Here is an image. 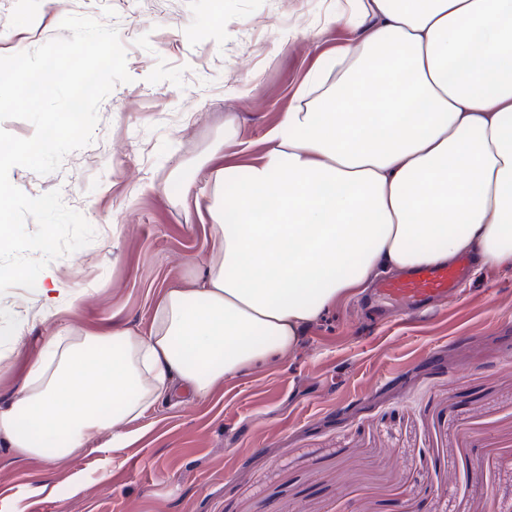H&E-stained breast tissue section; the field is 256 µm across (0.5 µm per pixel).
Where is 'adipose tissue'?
I'll return each mask as SVG.
<instances>
[{"mask_svg":"<svg viewBox=\"0 0 512 512\" xmlns=\"http://www.w3.org/2000/svg\"><path fill=\"white\" fill-rule=\"evenodd\" d=\"M336 19L352 39L310 72L265 153L210 155L205 270L164 292L147 333L44 337L0 405L15 455L54 464L107 430L127 447L158 403L295 350L376 269L464 250L512 267V0H347Z\"/></svg>","mask_w":512,"mask_h":512,"instance_id":"obj_1","label":"adipose tissue"}]
</instances>
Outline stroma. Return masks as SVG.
<instances>
[{"instance_id": "1", "label": "stroma", "mask_w": 512, "mask_h": 512, "mask_svg": "<svg viewBox=\"0 0 512 512\" xmlns=\"http://www.w3.org/2000/svg\"><path fill=\"white\" fill-rule=\"evenodd\" d=\"M334 0H0V55L60 36L69 15L117 27L131 82L99 107L88 146L39 175L95 231L48 273L86 289L43 323L37 291L0 294V402L14 399L43 336L147 332L163 291L203 268L215 149L239 164L294 106L319 55L349 39ZM233 113L246 152L224 145ZM121 224L113 233V224ZM128 447L104 433L68 460L0 444V512H512V269L474 266L451 297L413 316L371 289L309 325L295 351L226 380L203 401L160 404Z\"/></svg>"}]
</instances>
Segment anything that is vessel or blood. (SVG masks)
I'll list each match as a JSON object with an SVG mask.
<instances>
[{
    "label": "vessel or blood",
    "mask_w": 512,
    "mask_h": 512,
    "mask_svg": "<svg viewBox=\"0 0 512 512\" xmlns=\"http://www.w3.org/2000/svg\"><path fill=\"white\" fill-rule=\"evenodd\" d=\"M470 273L466 260L454 264H426L411 273L380 283V294L406 304L423 305L426 301L450 295L465 282Z\"/></svg>",
    "instance_id": "1"
}]
</instances>
